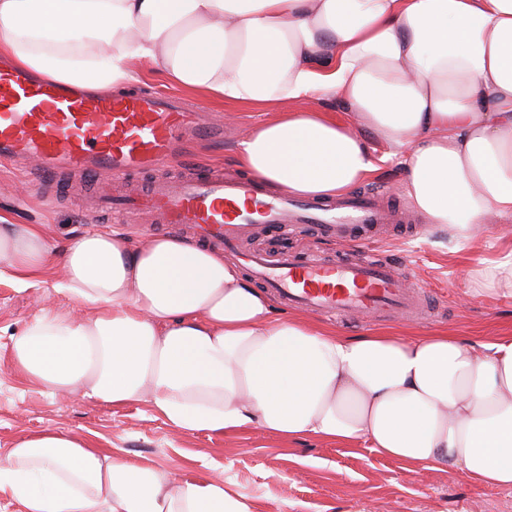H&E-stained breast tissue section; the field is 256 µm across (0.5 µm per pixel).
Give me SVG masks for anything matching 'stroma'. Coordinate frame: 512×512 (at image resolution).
<instances>
[{"instance_id": "stroma-1", "label": "stroma", "mask_w": 512, "mask_h": 512, "mask_svg": "<svg viewBox=\"0 0 512 512\" xmlns=\"http://www.w3.org/2000/svg\"><path fill=\"white\" fill-rule=\"evenodd\" d=\"M266 116L262 108L239 109L236 120L224 126L223 144L198 146L193 162L235 167L236 141ZM26 170L23 163L0 164L1 212L20 224L43 225L60 250L82 233L112 230L111 216L87 215L79 176H68L69 192L59 198L49 188L26 189ZM401 183L399 162L392 158L364 184L365 189L382 191L383 207L393 209L399 224L376 239L339 244L279 230L252 246L325 255L341 250L371 261L401 262L435 302L434 314L421 319L329 320L339 336L356 338L381 330L419 337L445 330L487 341L512 334V298L470 296L466 276L479 260L511 252L512 238H497L490 227L469 243L452 239L412 209ZM45 308H70L52 281L42 282L31 294L18 291L9 277L0 278V454L23 436L51 429L112 449L133 465L174 471L189 480L223 477L246 496L252 512H512V488L480 486L442 467L416 474L405 463L360 445L342 446L312 436L284 440L253 428L233 435L179 434L144 401L112 406L78 396L55 397L25 380L9 359L11 338Z\"/></svg>"}]
</instances>
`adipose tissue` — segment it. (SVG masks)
<instances>
[{"mask_svg":"<svg viewBox=\"0 0 512 512\" xmlns=\"http://www.w3.org/2000/svg\"><path fill=\"white\" fill-rule=\"evenodd\" d=\"M0 60L108 93L161 69L225 112L271 109L235 148L266 186L331 202L400 159L426 223L462 242L512 222V0H0ZM339 98V121L295 102ZM0 213V266L26 292L57 273L84 313L43 310L16 371L59 397L149 401L180 432L256 427L364 445L419 473L512 487V336H337L278 318L222 252L174 236L74 238ZM512 296V253L472 269ZM25 512H251L223 480H182L46 430L0 454Z\"/></svg>","mask_w":512,"mask_h":512,"instance_id":"1","label":"adipose tissue"}]
</instances>
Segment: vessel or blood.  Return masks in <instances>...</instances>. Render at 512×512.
<instances>
[{
    "mask_svg": "<svg viewBox=\"0 0 512 512\" xmlns=\"http://www.w3.org/2000/svg\"><path fill=\"white\" fill-rule=\"evenodd\" d=\"M223 125L178 100L149 93L87 95L23 70H0V159H27L41 185L77 173L97 183L95 208L113 203L127 214L147 213L190 231L198 242L234 257L263 287L289 304L331 317L373 314L416 317L427 308L424 289L410 287L400 264L340 257L246 253L241 242L261 227L308 228L339 241L382 223L380 194L338 203L269 194L263 184L223 170L183 164L189 143L219 141ZM154 174L147 194L111 195L102 181Z\"/></svg>",
    "mask_w": 512,
    "mask_h": 512,
    "instance_id": "1",
    "label": "vessel or blood"
}]
</instances>
